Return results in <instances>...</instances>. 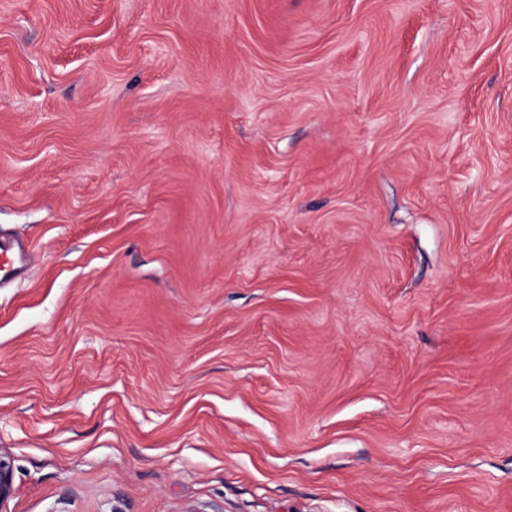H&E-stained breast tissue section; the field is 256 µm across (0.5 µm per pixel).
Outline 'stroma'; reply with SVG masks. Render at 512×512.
Segmentation results:
<instances>
[{
	"mask_svg": "<svg viewBox=\"0 0 512 512\" xmlns=\"http://www.w3.org/2000/svg\"><path fill=\"white\" fill-rule=\"evenodd\" d=\"M8 512H512V0H0Z\"/></svg>",
	"mask_w": 512,
	"mask_h": 512,
	"instance_id": "1",
	"label": "stroma"
}]
</instances>
